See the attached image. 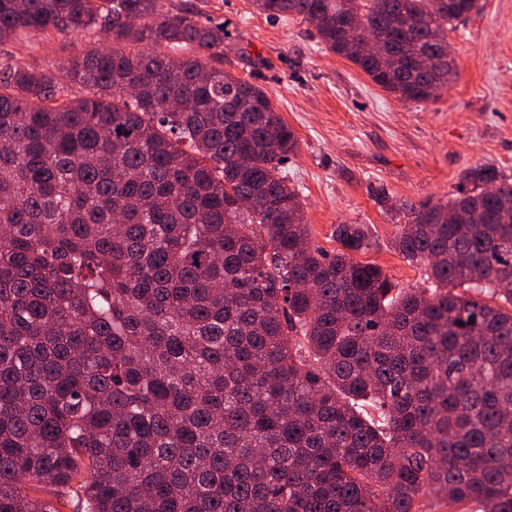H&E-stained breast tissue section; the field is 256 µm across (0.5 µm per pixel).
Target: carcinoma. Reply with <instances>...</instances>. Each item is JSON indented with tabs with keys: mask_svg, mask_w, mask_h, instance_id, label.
<instances>
[{
	"mask_svg": "<svg viewBox=\"0 0 512 512\" xmlns=\"http://www.w3.org/2000/svg\"><path fill=\"white\" fill-rule=\"evenodd\" d=\"M402 101L479 0H253ZM106 32L0 66V512H512V179L470 168L408 207L424 287L312 244L297 136L224 72V23L161 0H0V45ZM381 43L366 52L363 36ZM475 290L490 296L468 295ZM109 44L104 32H98L93 38L84 35L60 37L31 36L23 42L2 46V49L13 53V62L25 66L45 67L54 66L53 69L67 63L75 56H82L87 51Z\"/></svg>",
	"mask_w": 512,
	"mask_h": 512,
	"instance_id": "1",
	"label": "carcinoma"
}]
</instances>
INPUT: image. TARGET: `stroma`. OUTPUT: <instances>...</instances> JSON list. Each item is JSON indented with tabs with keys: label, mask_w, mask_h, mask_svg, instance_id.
I'll return each mask as SVG.
<instances>
[{
	"label": "stroma",
	"mask_w": 512,
	"mask_h": 512,
	"mask_svg": "<svg viewBox=\"0 0 512 512\" xmlns=\"http://www.w3.org/2000/svg\"><path fill=\"white\" fill-rule=\"evenodd\" d=\"M162 3L224 23L225 71L267 92L295 132L288 177L315 244L336 250L337 225H367L363 258L398 287L422 281L421 268L392 247L407 221L402 204L447 203L470 168L492 166L512 177V0H480L478 11L456 22L448 43L457 77L420 103L379 88L329 52L307 24L258 14L252 0ZM108 43L103 32L33 36L9 50L23 65L58 67Z\"/></svg>",
	"instance_id": "stroma-1"
}]
</instances>
